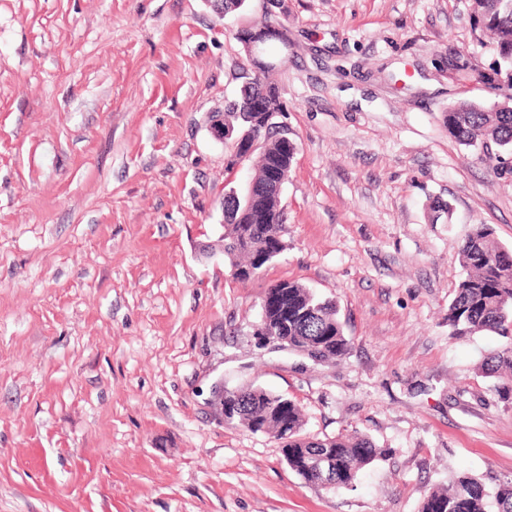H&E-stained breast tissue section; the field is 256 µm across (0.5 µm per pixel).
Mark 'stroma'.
<instances>
[{
	"label": "stroma",
	"instance_id": "obj_1",
	"mask_svg": "<svg viewBox=\"0 0 512 512\" xmlns=\"http://www.w3.org/2000/svg\"><path fill=\"white\" fill-rule=\"evenodd\" d=\"M272 44L296 154L284 254L224 261L228 151L210 117L241 83L234 33ZM473 0H0V512H419L466 472L512 481V399L454 336L459 249L512 248V175L448 134L450 103L504 101ZM451 220L431 223L435 200ZM335 300L347 355L257 345L267 288ZM297 401L304 432L386 456L354 488L293 472L280 440L226 425L217 382Z\"/></svg>",
	"mask_w": 512,
	"mask_h": 512
}]
</instances>
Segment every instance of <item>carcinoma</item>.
<instances>
[{
    "label": "carcinoma",
    "mask_w": 512,
    "mask_h": 512,
    "mask_svg": "<svg viewBox=\"0 0 512 512\" xmlns=\"http://www.w3.org/2000/svg\"><path fill=\"white\" fill-rule=\"evenodd\" d=\"M478 21L497 50L499 66L512 72V0H474ZM257 87L239 90L237 102L224 105V123L237 130L247 127L248 101ZM448 133L460 144L490 159L499 152L512 151V112H501L480 102L460 99L448 105ZM296 151L272 131L265 143L255 148L247 162L251 178L265 187L272 183L273 158L288 156L293 163ZM287 215L282 200H270L248 209L239 204L224 215V261L246 273V280L259 275L269 265L266 253L284 239ZM465 270L455 297L448 307V326L454 336L492 332L512 337V249L502 247L492 229L478 224L460 247ZM288 285V344L292 347L314 346L323 350L324 360L334 362L348 351L349 340L338 318L336 302L313 293L299 281L278 282L272 291ZM491 377L500 379L495 391L504 399L512 398V348L491 354L483 365ZM243 395L237 425L252 434H277L279 417L288 411L290 469L308 483L319 476L311 466V456L325 454L336 460L334 488L353 486L363 468L383 458L388 449L379 448L363 435H337L323 438L303 434L302 409L287 396L250 384L239 387ZM496 512H512V482L490 492L471 474L453 476L448 485L430 491L421 504V512H489V499Z\"/></svg>",
    "instance_id": "carcinoma-1"
}]
</instances>
